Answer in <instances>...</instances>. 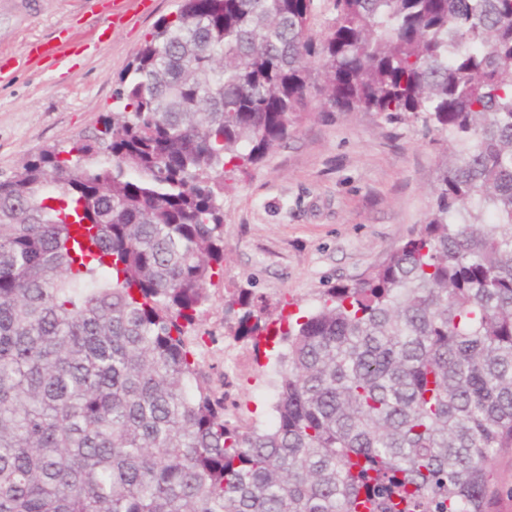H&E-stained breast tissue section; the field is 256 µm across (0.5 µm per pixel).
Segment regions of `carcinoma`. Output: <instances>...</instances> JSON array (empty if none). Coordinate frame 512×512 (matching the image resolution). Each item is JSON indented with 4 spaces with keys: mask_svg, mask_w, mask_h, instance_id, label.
<instances>
[{
    "mask_svg": "<svg viewBox=\"0 0 512 512\" xmlns=\"http://www.w3.org/2000/svg\"><path fill=\"white\" fill-rule=\"evenodd\" d=\"M314 12L181 0L120 78L108 138L0 180V512H494L512 0H332L318 39ZM316 107L411 118L451 159L426 222L287 329L239 292L234 335L287 344L270 423L248 427L184 336L224 273L226 181Z\"/></svg>",
    "mask_w": 512,
    "mask_h": 512,
    "instance_id": "1",
    "label": "carcinoma"
}]
</instances>
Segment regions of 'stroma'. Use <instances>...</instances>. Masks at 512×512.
I'll list each match as a JSON object with an SVG mask.
<instances>
[{
  "mask_svg": "<svg viewBox=\"0 0 512 512\" xmlns=\"http://www.w3.org/2000/svg\"><path fill=\"white\" fill-rule=\"evenodd\" d=\"M178 0H153L113 27L107 0H41L22 27L0 20V179L41 149H70L101 135L116 109L119 78L131 69L156 23ZM88 39L67 65L26 63L33 40ZM448 156L436 133L379 112H313L224 192V274L185 339L206 343L198 358L230 414L267 426L276 399L282 346L232 332L227 305L251 290L275 324L318 306L325 288L362 277L384 263L423 224L432 187ZM236 361L225 366V352Z\"/></svg>",
  "mask_w": 512,
  "mask_h": 512,
  "instance_id": "stroma-1",
  "label": "stroma"
}]
</instances>
